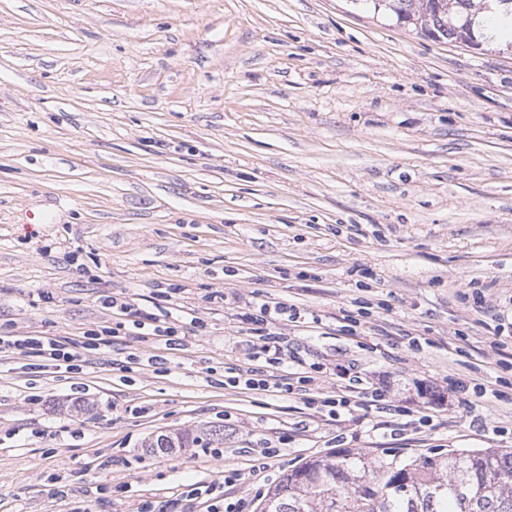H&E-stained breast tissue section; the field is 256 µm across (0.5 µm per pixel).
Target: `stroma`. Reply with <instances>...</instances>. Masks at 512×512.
<instances>
[{"label":"stroma","instance_id":"1","mask_svg":"<svg viewBox=\"0 0 512 512\" xmlns=\"http://www.w3.org/2000/svg\"><path fill=\"white\" fill-rule=\"evenodd\" d=\"M222 294L301 312L278 331L326 364L315 400L383 381L432 429L226 386L251 362ZM115 298L193 333L84 347ZM1 334L80 369L0 351V512L256 507L308 459L512 452V51L352 0H0ZM211 425L222 457L144 448ZM67 342L51 336H0L1 350L6 348L30 349L39 357L56 362V367L65 365L66 371L77 370V355L69 351Z\"/></svg>","mask_w":512,"mask_h":512}]
</instances>
